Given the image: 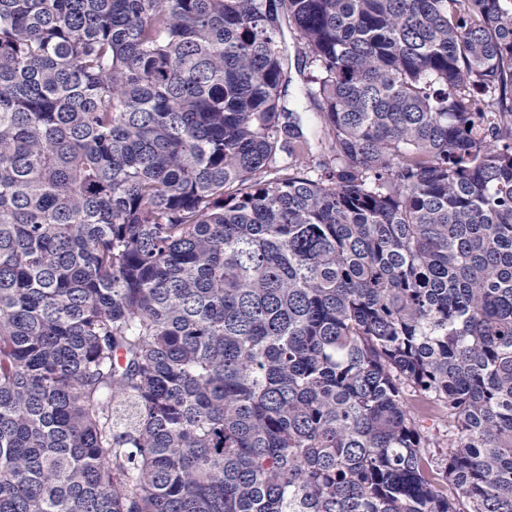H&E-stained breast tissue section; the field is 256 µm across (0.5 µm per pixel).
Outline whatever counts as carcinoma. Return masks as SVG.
Masks as SVG:
<instances>
[{"label": "carcinoma", "mask_w": 512, "mask_h": 512, "mask_svg": "<svg viewBox=\"0 0 512 512\" xmlns=\"http://www.w3.org/2000/svg\"><path fill=\"white\" fill-rule=\"evenodd\" d=\"M0 512H512V0H0Z\"/></svg>", "instance_id": "cac0c4a2"}]
</instances>
